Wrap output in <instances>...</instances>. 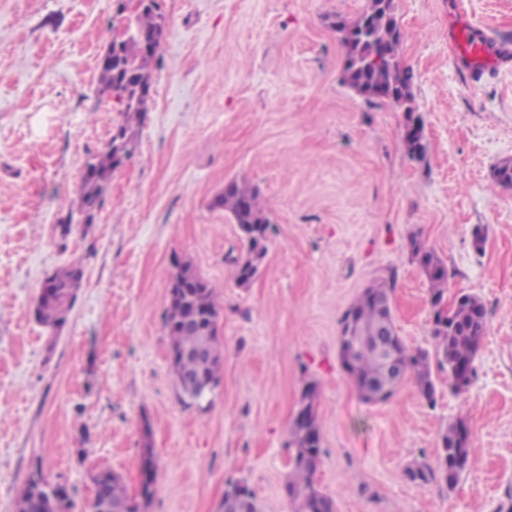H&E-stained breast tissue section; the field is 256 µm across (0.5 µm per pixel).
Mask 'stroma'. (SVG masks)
I'll use <instances>...</instances> for the list:
<instances>
[{"label":"stroma","instance_id":"1","mask_svg":"<svg viewBox=\"0 0 512 512\" xmlns=\"http://www.w3.org/2000/svg\"><path fill=\"white\" fill-rule=\"evenodd\" d=\"M365 0H159L162 66L138 150L112 175L94 223L61 236L85 164L121 120L98 83L116 0H0V512L34 471L91 512L92 477L137 494L144 449L159 459L145 512H221L228 478L264 512H289L288 427L318 385L325 454L315 475L335 512H512V67L466 81L448 45L464 14L512 41V0H395L401 60L427 151L409 154L403 114L342 83L333 28ZM247 179L273 229L257 276L237 285L240 231L212 208ZM448 267V297L479 296L487 330L476 378L428 406L412 377L365 404L338 356L340 320L372 283L393 281L399 336L434 350L428 282L408 241ZM221 308L220 386L184 405L164 315L175 259ZM83 267L56 331L38 324L43 281ZM463 420L473 441L454 488L411 481Z\"/></svg>","mask_w":512,"mask_h":512}]
</instances>
